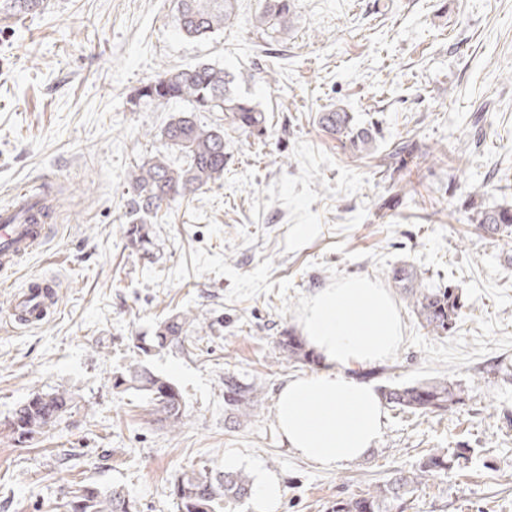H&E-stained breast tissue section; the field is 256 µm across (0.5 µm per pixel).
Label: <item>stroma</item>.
I'll return each mask as SVG.
<instances>
[{"mask_svg":"<svg viewBox=\"0 0 512 512\" xmlns=\"http://www.w3.org/2000/svg\"><path fill=\"white\" fill-rule=\"evenodd\" d=\"M263 5L237 0L235 18L201 40L180 33L175 0L0 14V206L22 189L55 202L45 245L0 271V425L35 392L65 388L78 402L26 445L0 432V512H51L79 479L123 488L134 512H176V477L216 465L278 479L276 512H329L456 448L469 449L467 466L420 486L405 512H512V258L464 207L474 193L512 205V0H293L271 36ZM197 63L236 76L266 132L226 130L221 180L162 208L149 253L132 252L128 174L191 108L134 91ZM333 106L378 130L372 153L318 124ZM400 139L419 149L406 180L379 166ZM404 263L464 289L453 335L421 327L388 277ZM42 277L57 286L53 313L8 327L11 293ZM350 277L387 289L402 322L392 354L352 377L379 389L445 376L468 395L434 413L386 407L370 453L327 470L278 432L279 388L316 371L286 362L279 341L312 295ZM183 312L200 319L185 347L137 349ZM137 362L179 389L181 424L114 387ZM228 375L253 388L250 419L225 405Z\"/></svg>","mask_w":512,"mask_h":512,"instance_id":"stroma-1","label":"stroma"}]
</instances>
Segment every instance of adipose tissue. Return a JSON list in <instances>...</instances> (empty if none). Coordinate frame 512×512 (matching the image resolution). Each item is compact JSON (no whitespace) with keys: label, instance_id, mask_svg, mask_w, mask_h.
Masks as SVG:
<instances>
[{"label":"adipose tissue","instance_id":"1","mask_svg":"<svg viewBox=\"0 0 512 512\" xmlns=\"http://www.w3.org/2000/svg\"><path fill=\"white\" fill-rule=\"evenodd\" d=\"M298 327L322 368L279 389L275 414L281 438L327 469L360 459L382 434L384 408L377 390L348 371L391 354L402 333L400 314L385 289L351 278L316 292Z\"/></svg>","mask_w":512,"mask_h":512}]
</instances>
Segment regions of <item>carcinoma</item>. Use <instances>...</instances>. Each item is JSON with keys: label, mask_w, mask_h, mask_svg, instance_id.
I'll use <instances>...</instances> for the list:
<instances>
[{"label": "carcinoma", "mask_w": 512, "mask_h": 512, "mask_svg": "<svg viewBox=\"0 0 512 512\" xmlns=\"http://www.w3.org/2000/svg\"><path fill=\"white\" fill-rule=\"evenodd\" d=\"M236 0H178L179 30L188 39H202L224 27L234 15ZM8 10L30 14L41 9L43 0H6ZM291 0H265L260 17L262 24L279 31L288 27ZM247 81L251 74L230 75L222 68L201 63L181 69H164L135 91L139 100L164 107L174 100H186L192 109L171 116L161 130L163 149L129 174L130 211L126 222L127 247L149 252L152 244L149 224L158 211L224 176L226 143L224 127L242 133L262 132L266 118L253 102L240 95L236 79ZM198 112H222L224 124H204ZM318 123L328 132L348 140L355 151H369L375 134L369 129H354L352 117L340 107L319 113ZM415 146L409 141L398 143L388 158L398 160V169L412 171ZM180 156V162L172 155ZM464 205L472 211L473 223L496 238L504 250L512 251V207H485L470 195ZM389 278L407 299L423 328L435 336H449L466 307L464 290L457 285L428 288L422 274L413 266L395 267ZM197 318L174 315L162 322L151 339L139 340V349L147 354L189 341L190 327ZM288 361L314 362V353L293 334L280 341ZM114 387L133 390L146 398L164 420L173 425L182 422L184 404L176 386L143 364L129 367L115 377ZM466 390L448 381L432 378L382 391L385 402L402 410L434 412L446 410L464 399ZM225 403L242 417H249L254 407L251 387L233 377L224 379ZM75 406L72 394L64 389L36 392L19 402L4 431L17 444H25L45 429L62 421ZM469 459V449L435 452L426 455L410 471H401L388 484L362 494L339 499L331 512H398L406 497L431 478L446 474ZM252 482L241 472L213 467L202 471L182 472L174 481L172 495L177 512H224V500H242L252 494ZM64 512H131L130 500L117 488L102 489L81 481L74 484L69 500L60 504Z\"/></svg>", "instance_id": "1"}]
</instances>
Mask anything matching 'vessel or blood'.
<instances>
[{
  "mask_svg": "<svg viewBox=\"0 0 512 512\" xmlns=\"http://www.w3.org/2000/svg\"><path fill=\"white\" fill-rule=\"evenodd\" d=\"M41 196L19 191L8 206L0 208V269L14 268L24 257L44 243L50 226L44 218ZM52 280L40 278L17 291L11 302L9 320L16 326H32L42 321L54 296Z\"/></svg>",
  "mask_w": 512,
  "mask_h": 512,
  "instance_id": "1",
  "label": "vessel or blood"
}]
</instances>
